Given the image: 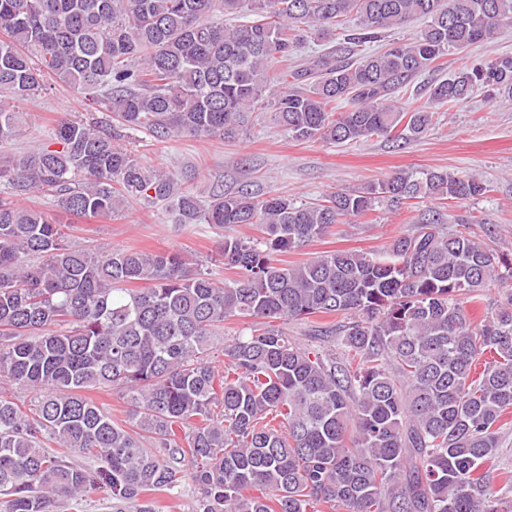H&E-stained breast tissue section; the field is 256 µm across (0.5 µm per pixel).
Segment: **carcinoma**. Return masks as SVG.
<instances>
[{
	"label": "carcinoma",
	"instance_id": "obj_1",
	"mask_svg": "<svg viewBox=\"0 0 512 512\" xmlns=\"http://www.w3.org/2000/svg\"><path fill=\"white\" fill-rule=\"evenodd\" d=\"M414 17L412 41L342 61ZM507 26L512 0H0V98L32 100L52 78L112 114L64 116L0 159V182L50 200L0 199V378L30 395L26 410L0 396V512L75 510L97 492L112 512H155L144 492L187 481L195 512H512L483 472L512 414V252L472 235L476 216L430 208L380 249L278 259L345 218L489 184L411 169L320 203L246 189L204 202L121 145L141 129L234 140L260 110L300 140L406 142L434 103L512 94L503 54L461 62L424 103L392 97ZM312 36L335 45L288 71ZM21 133L22 113L0 105V146ZM132 202L224 230L232 276L177 252L102 253L57 219ZM245 225L258 235L233 233ZM493 290L505 301L472 321L466 305ZM316 315L342 317L312 329L342 363L288 338V320ZM231 319L248 333L224 338ZM90 389L122 393L128 423Z\"/></svg>",
	"mask_w": 512,
	"mask_h": 512
}]
</instances>
